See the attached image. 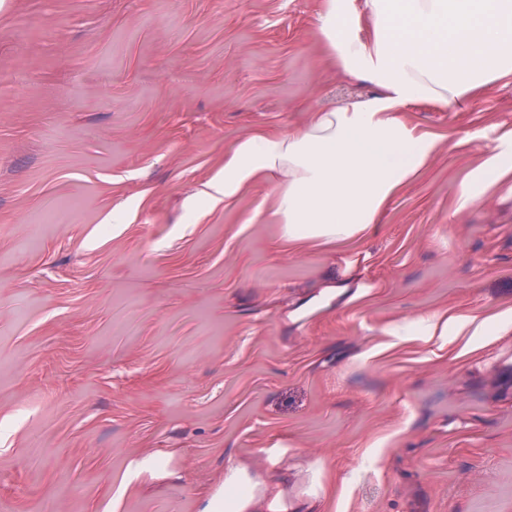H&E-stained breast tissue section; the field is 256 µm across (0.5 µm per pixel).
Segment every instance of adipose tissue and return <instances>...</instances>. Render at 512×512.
<instances>
[{"instance_id":"adipose-tissue-1","label":"adipose tissue","mask_w":512,"mask_h":512,"mask_svg":"<svg viewBox=\"0 0 512 512\" xmlns=\"http://www.w3.org/2000/svg\"><path fill=\"white\" fill-rule=\"evenodd\" d=\"M319 33L331 62L377 94L312 112L288 133L243 136L208 191L212 203L229 202L256 175L272 176V217L294 244L361 236L445 149L446 135L416 131L402 107L447 105L512 77V0H326ZM474 180H512V130Z\"/></svg>"}]
</instances>
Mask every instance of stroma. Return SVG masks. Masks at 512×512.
<instances>
[{
    "mask_svg": "<svg viewBox=\"0 0 512 512\" xmlns=\"http://www.w3.org/2000/svg\"><path fill=\"white\" fill-rule=\"evenodd\" d=\"M324 0H0V512H512V184L457 194L512 81L406 106L440 154L357 240L289 248L244 134L376 91ZM435 316L484 321L473 336ZM281 491L265 487L257 496L232 498L224 504L230 512H279L277 506L281 500Z\"/></svg>",
    "mask_w": 512,
    "mask_h": 512,
    "instance_id": "obj_1",
    "label": "stroma"
}]
</instances>
